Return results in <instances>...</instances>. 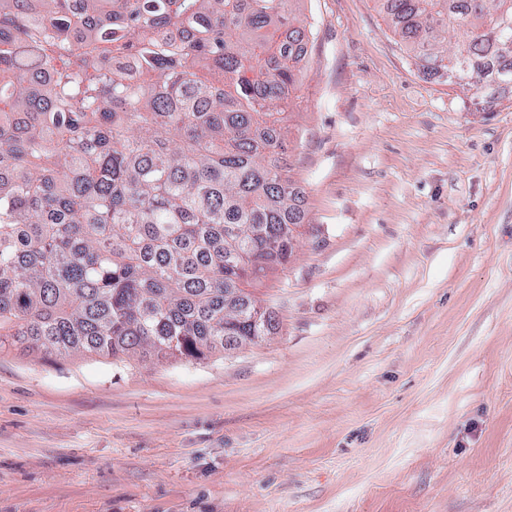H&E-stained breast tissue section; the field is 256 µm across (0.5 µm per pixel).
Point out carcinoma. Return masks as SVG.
<instances>
[{"label": "carcinoma", "mask_w": 512, "mask_h": 512, "mask_svg": "<svg viewBox=\"0 0 512 512\" xmlns=\"http://www.w3.org/2000/svg\"><path fill=\"white\" fill-rule=\"evenodd\" d=\"M290 0H0V349L201 361L230 288L305 221L284 118L308 36ZM420 73L512 83V0H380ZM228 224H258L228 265Z\"/></svg>", "instance_id": "carcinoma-1"}]
</instances>
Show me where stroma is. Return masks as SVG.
Returning a JSON list of instances; mask_svg holds the SVG:
<instances>
[{
    "instance_id": "1",
    "label": "stroma",
    "mask_w": 512,
    "mask_h": 512,
    "mask_svg": "<svg viewBox=\"0 0 512 512\" xmlns=\"http://www.w3.org/2000/svg\"><path fill=\"white\" fill-rule=\"evenodd\" d=\"M306 222L201 362L0 351V512H512V85L420 74L376 0H299Z\"/></svg>"
}]
</instances>
